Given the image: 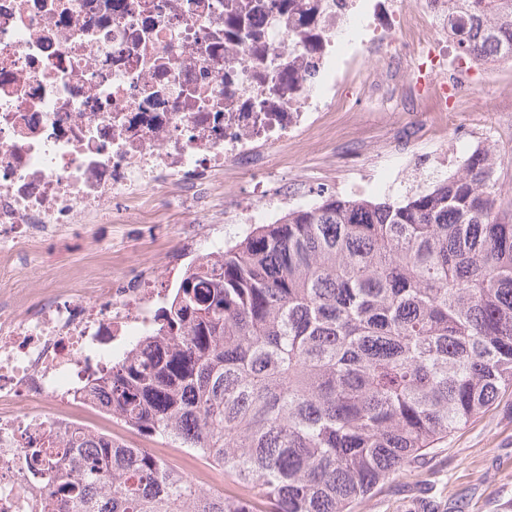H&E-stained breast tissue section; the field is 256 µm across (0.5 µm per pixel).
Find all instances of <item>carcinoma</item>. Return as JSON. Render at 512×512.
<instances>
[{
  "mask_svg": "<svg viewBox=\"0 0 512 512\" xmlns=\"http://www.w3.org/2000/svg\"><path fill=\"white\" fill-rule=\"evenodd\" d=\"M462 52L512 62V0H454ZM474 151L400 201L324 197L190 266L83 397L224 471L144 448H29L48 512H351L512 390V192Z\"/></svg>",
  "mask_w": 512,
  "mask_h": 512,
  "instance_id": "cac0c4a2",
  "label": "carcinoma"
}]
</instances>
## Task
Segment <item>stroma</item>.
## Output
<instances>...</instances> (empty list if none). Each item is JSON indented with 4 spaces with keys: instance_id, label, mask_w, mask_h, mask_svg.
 <instances>
[{
    "instance_id": "35a3bbf8",
    "label": "stroma",
    "mask_w": 512,
    "mask_h": 512,
    "mask_svg": "<svg viewBox=\"0 0 512 512\" xmlns=\"http://www.w3.org/2000/svg\"><path fill=\"white\" fill-rule=\"evenodd\" d=\"M483 93L473 95L459 112H433L429 120L433 139L417 141L398 121L365 108L353 121L337 120L336 133L326 150L336 156L323 166L317 153H292L289 172H301L304 188L339 193L342 185L363 186L371 172L384 169L394 154L395 141L410 142L406 160L414 169H428L434 160V142L447 138L449 171L495 130V145L505 160L504 184L512 185V63L478 72ZM186 214L162 209L133 215L128 224H91L67 239L40 266L29 268L33 287L54 285L63 274H86V256L96 247L121 255L122 264L103 268L104 276L119 278L136 268L154 270L160 283L181 281L183 268L170 266L169 256H185L176 238ZM353 512H512V392L448 437L410 472L391 476Z\"/></svg>"
}]
</instances>
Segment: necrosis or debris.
Wrapping results in <instances>:
<instances>
[{"instance_id":"obj_1","label":"necrosis or debris","mask_w":512,"mask_h":512,"mask_svg":"<svg viewBox=\"0 0 512 512\" xmlns=\"http://www.w3.org/2000/svg\"><path fill=\"white\" fill-rule=\"evenodd\" d=\"M448 0H0V512H47L28 445L89 432L88 380L152 330L149 273L119 288L31 287L17 262L156 199L193 221L275 223L315 193L271 195L367 98L454 112L476 61Z\"/></svg>"}]
</instances>
